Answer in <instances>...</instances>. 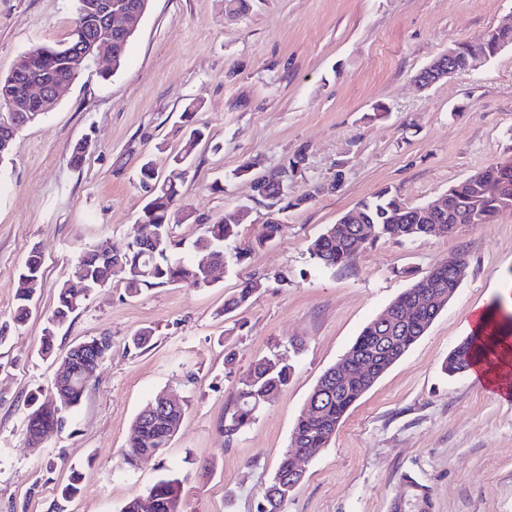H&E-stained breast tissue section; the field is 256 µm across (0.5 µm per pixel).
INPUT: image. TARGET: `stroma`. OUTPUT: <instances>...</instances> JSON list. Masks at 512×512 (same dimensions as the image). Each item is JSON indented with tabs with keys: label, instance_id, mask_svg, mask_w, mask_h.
I'll return each mask as SVG.
<instances>
[{
	"label": "stroma",
	"instance_id": "35a3bbf8",
	"mask_svg": "<svg viewBox=\"0 0 512 512\" xmlns=\"http://www.w3.org/2000/svg\"><path fill=\"white\" fill-rule=\"evenodd\" d=\"M248 4L231 15L225 0H152L117 73L105 80L98 67L84 70L15 139L0 172V323L14 313L17 271L31 251L44 274L35 312L0 342V512H119L168 472L184 480L183 512H257L319 377L413 277L457 252L468 271L454 297L350 408L329 446L304 461L282 512H413L409 477L428 489L432 512H512V399L472 373L441 370L470 334L475 308L512 321V210L447 237L379 241L336 270L318 268L308 252L327 225L381 188L420 205L512 156V47L431 88L414 82L451 43L512 25V0ZM74 16L75 0H0V76L30 47L66 40ZM193 127L205 137L170 220L182 256L199 221L249 197V180L232 175L246 159L264 172L304 153L296 197L338 170L343 186L290 211L284 233L260 249L267 211L252 205L237 241L249 257L218 270L210 287L132 296L116 278L91 291L58 328L53 355H41L44 321L76 257L101 242L126 248L145 201L140 166L149 160L168 174ZM84 140L90 146L73 166ZM253 274L262 287L225 314V300ZM142 327L153 329L152 347L127 351ZM100 335L111 336L112 352L81 406L29 448L30 397L50 388L69 346ZM273 349L292 356L287 387L225 439L239 380ZM161 391L187 407L177 434L162 454L120 468L136 414ZM74 467L86 479L67 502L59 488Z\"/></svg>",
	"mask_w": 512,
	"mask_h": 512
}]
</instances>
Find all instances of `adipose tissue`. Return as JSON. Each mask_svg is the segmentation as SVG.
Listing matches in <instances>:
<instances>
[{
	"mask_svg": "<svg viewBox=\"0 0 512 512\" xmlns=\"http://www.w3.org/2000/svg\"><path fill=\"white\" fill-rule=\"evenodd\" d=\"M474 330L484 342V350L473 369L488 385L502 391L512 390V333L489 321L485 312L474 313Z\"/></svg>",
	"mask_w": 512,
	"mask_h": 512,
	"instance_id": "adipose-tissue-1",
	"label": "adipose tissue"
}]
</instances>
